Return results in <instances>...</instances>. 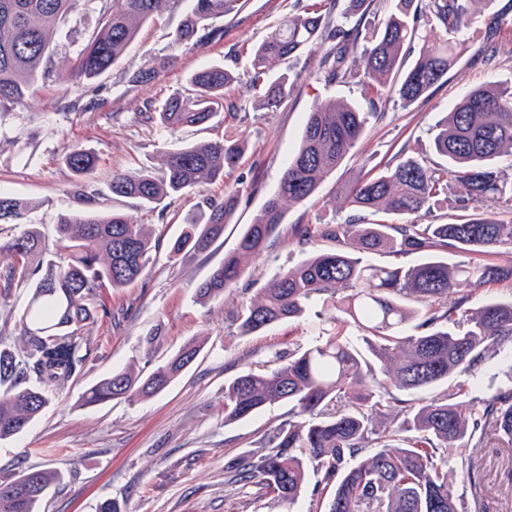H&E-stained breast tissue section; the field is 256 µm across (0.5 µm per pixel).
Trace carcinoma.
I'll list each match as a JSON object with an SVG mask.
<instances>
[{
	"label": "carcinoma",
	"mask_w": 512,
	"mask_h": 512,
	"mask_svg": "<svg viewBox=\"0 0 512 512\" xmlns=\"http://www.w3.org/2000/svg\"><path fill=\"white\" fill-rule=\"evenodd\" d=\"M468 0H397L386 13L383 0H349L348 12L368 22L336 25L318 9L284 18L256 46L252 80L265 88L268 107L278 106L291 87L277 62L315 53L316 76L328 85L357 81L372 101L395 95L409 107L443 78L462 52L456 39L472 22ZM171 0H0V102H22L37 80L84 87L108 72L134 38L138 24ZM239 0H194L175 34V43L195 48L217 35L210 21L236 13ZM96 16L67 70L55 68L52 34L72 17ZM429 17L442 24L445 39L423 40L411 60L404 47L417 38ZM224 67L195 72L192 92L174 94L159 112L167 128L204 124L224 108ZM370 113L353 102L331 100L308 113L300 144L289 159L277 193L253 223L245 225L236 248L196 289L198 299L224 294L244 273L245 262L263 253L283 223L284 200L303 202L335 172L363 135ZM244 143L224 140L187 145L161 157L160 173L150 169L112 175V193L159 206L207 181L224 177L240 161ZM434 148L447 164L432 167L401 158L336 184L356 210L412 216L459 185L472 209L448 224L296 225L306 245L319 236L336 249L314 254L275 276L241 316L249 335L299 317L313 300L328 296L343 313L314 343L276 355L265 372H245L224 388V422H237L265 407L291 405L253 461L232 460L227 469L242 486L260 485L293 503L305 480L303 455L316 462L331 488L325 512H468L448 480L441 453L476 445L490 435L512 445V384L468 409L448 395H429L441 385L472 375L506 341L512 343V299L477 301L473 291L511 279L512 268L490 261L448 263L456 250L512 246V221L485 217L488 201L512 211V84L492 81L464 95L439 123ZM62 159L78 176L92 172L95 156L72 142ZM242 189L229 187L209 203L204 224H190L169 244L174 259L203 254L224 236ZM28 206L0 192V223L23 224L19 234L0 241L8 258L0 271L4 291L26 288L20 316L21 346L0 348V442L21 434L81 370L91 350L90 327L106 308L105 296L134 282L152 241L144 225L123 213L79 208L56 220L55 258ZM382 248L426 253L412 267L368 263ZM367 332L364 347L349 328ZM201 351L184 344L147 375L124 369L90 386L81 405L117 399L140 400L164 391ZM61 479L52 470L24 471L0 482V512H41L50 487Z\"/></svg>",
	"instance_id": "carcinoma-1"
}]
</instances>
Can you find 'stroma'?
<instances>
[{"mask_svg": "<svg viewBox=\"0 0 512 512\" xmlns=\"http://www.w3.org/2000/svg\"><path fill=\"white\" fill-rule=\"evenodd\" d=\"M314 3L331 20L341 21L343 0L334 5L329 0H243L237 14L213 21L222 38L189 49L175 45L173 35L193 2L175 0L138 27L126 51L109 72L92 81L90 91L40 80L23 103L0 105V190L29 203V219L47 244L55 242L58 214L89 207L128 214L144 224L157 245L139 278L109 297L107 315L92 326L94 346L80 373L53 394L28 431L0 443V481L23 468L61 473L43 503L44 512H98L106 500L115 501L120 512H323L328 493L315 466H308L303 491L291 504L269 490L236 483L227 462L261 454L272 430L287 420L288 406L278 403L247 420L228 422L224 387L245 371L263 368L274 354L311 343L335 316L333 303L316 302L289 322L247 336L238 330L240 315L275 275L315 252L332 250L331 242L320 239L298 246L292 228L342 224L350 218V209L334 194L335 180L303 202L286 203L283 223L266 250L248 261L236 287L208 303L195 301L198 285L276 193L308 113L332 99L372 107L358 83L318 80L317 60L309 55L277 65V72L292 76L294 84L279 107H263V92L248 69L249 55L282 19ZM471 9L474 21L459 34L467 51L447 81L409 107L394 97L383 99L335 179L402 155L436 164L433 138L445 113L483 84L512 80V0H475ZM498 15L509 21L496 35L507 51L489 66L479 50L486 42V22ZM153 60L166 61L161 75L150 83L133 82V75ZM214 65L234 74L224 88L234 112L199 127L163 128L156 108L186 90L192 74ZM222 139L246 142L236 168L164 210L111 192L113 172L155 168L164 152ZM68 142L95 154L98 165L92 174L76 176L63 163L62 148ZM235 183L243 194L223 238L204 254L169 261V240L186 229L189 219L204 216L208 202L222 200L226 186ZM151 333L157 340L149 347L144 339ZM189 340L202 350L166 391L133 403L80 406L82 392L111 372L129 366L150 372ZM511 367L512 347L507 346L476 377L466 378L462 402L494 393ZM469 454L477 469L466 480L457 475L458 451L448 454L456 494L476 503L479 512H512V447L490 444Z\"/></svg>", "mask_w": 512, "mask_h": 512, "instance_id": "35a3bbf8", "label": "stroma"}]
</instances>
